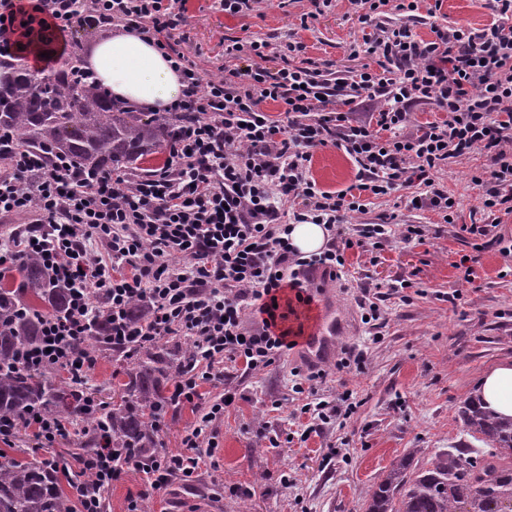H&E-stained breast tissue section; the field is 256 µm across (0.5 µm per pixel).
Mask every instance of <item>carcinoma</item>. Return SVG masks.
<instances>
[{"label": "carcinoma", "mask_w": 512, "mask_h": 512, "mask_svg": "<svg viewBox=\"0 0 512 512\" xmlns=\"http://www.w3.org/2000/svg\"><path fill=\"white\" fill-rule=\"evenodd\" d=\"M80 64L76 45L46 71L18 58L0 59V130L32 152L69 159L81 173L137 169L162 152L175 135L171 116L152 112L146 118L113 101L95 81L78 82ZM16 270L36 303L0 287V414L21 420L43 410L82 425L88 449L109 443L137 454L154 452L160 447L155 422L170 407L168 386L194 361L196 343L176 336L166 352L158 345L134 350L120 400L101 401L89 413L86 395L74 383L57 381L54 371L17 366L19 353L40 342L45 319L66 312L69 292L32 257L19 260ZM109 331L108 317L93 316L82 347L112 350ZM459 416L483 447L456 448L422 466L410 454L401 457L377 483L364 512H512V418L473 398L459 407ZM61 477L46 460L0 455V512H73Z\"/></svg>", "instance_id": "carcinoma-1"}]
</instances>
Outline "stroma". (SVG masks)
I'll return each instance as SVG.
<instances>
[{
	"label": "stroma",
	"mask_w": 512,
	"mask_h": 512,
	"mask_svg": "<svg viewBox=\"0 0 512 512\" xmlns=\"http://www.w3.org/2000/svg\"><path fill=\"white\" fill-rule=\"evenodd\" d=\"M489 0H443L435 16L409 19L387 11L386 25L408 27L431 39L432 26L465 24L474 28L493 19ZM310 0H260L251 15L224 14L215 0H188L180 48L206 73L225 64L224 39L265 40L279 46L298 41L323 74L349 77L356 67L375 65L363 50L364 30L349 0L332 6L309 23ZM488 154L476 151L449 158L435 179L456 200L455 221L445 223L433 210L407 207L398 195L370 198L353 214V229L384 224L388 234L378 249L346 254L349 275L310 282L316 300H329L345 323L337 351L356 348L358 360L337 369L335 359L320 363L326 374L317 395L296 393L310 365L300 350L264 371L244 375L233 363L224 373L237 398L215 426L216 464L202 470L194 486L173 482L146 492L150 512H362L376 483L402 456L427 462L451 448L470 444L458 408L472 398L483 373L512 358V255L501 253L496 237L512 238V222L497 223L482 209L473 173L491 169ZM311 174L318 185L336 191L356 181L350 157L333 147L313 152ZM492 225L490 236L476 238L464 225ZM421 239H402L406 225ZM478 256L474 281L462 284L463 258ZM373 302L377 322H365L361 300ZM319 397L336 405L329 423L301 413ZM356 409L344 415L345 403ZM83 437L73 432L53 447H43L33 431L21 430L5 451L12 457L70 459ZM237 486L238 494L221 495Z\"/></svg>",
	"instance_id": "1"
}]
</instances>
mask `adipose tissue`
I'll return each mask as SVG.
<instances>
[{
  "mask_svg": "<svg viewBox=\"0 0 512 512\" xmlns=\"http://www.w3.org/2000/svg\"><path fill=\"white\" fill-rule=\"evenodd\" d=\"M86 63L115 100L144 110L164 111L184 96L185 86L168 60L137 32L126 30L97 40ZM476 396L487 410L512 417V358L484 372Z\"/></svg>",
  "mask_w": 512,
  "mask_h": 512,
  "instance_id": "obj_1",
  "label": "adipose tissue"
}]
</instances>
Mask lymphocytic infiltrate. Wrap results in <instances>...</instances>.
Here are the masks:
<instances>
[{"label":"lymphocytic infiltrate","mask_w":512,"mask_h":512,"mask_svg":"<svg viewBox=\"0 0 512 512\" xmlns=\"http://www.w3.org/2000/svg\"><path fill=\"white\" fill-rule=\"evenodd\" d=\"M368 28V51L379 70L355 72L351 88L380 107L361 119L342 111L318 70L300 61L305 48L232 39L224 54H248L246 67H225L205 78L177 47L186 0H37L33 11L0 0V54L37 33L62 34L89 20L133 30L152 43L179 74L185 97L168 113L196 114L169 144L167 166L145 178L122 172L81 176L67 163L14 147L10 171L0 174V215L31 216V229L0 250V270L20 256L40 259L70 292L64 315L46 319L38 346L20 354L24 369H56L83 383L95 355L75 350L89 331L92 301L112 320V346L144 347L171 336H188L200 358L178 375L170 399L192 405L179 452L158 449L142 460L120 448L76 454L63 471L85 478L74 485L73 512H104L102 493L128 470L143 474L158 490L172 481L191 484L213 463L215 423L234 391L224 388V364L244 373L268 368L292 350L275 305L285 289H302L306 272L321 267L340 277L353 248H378L386 228L371 224L359 236L347 232L350 213L363 211V195L385 196L413 189L412 208H429L453 223L455 201L434 176L449 157L490 153V173L472 177L483 190L482 206L512 216V0H491L489 28L458 25L436 29L431 40L407 27L379 22L385 7L418 16L421 0H352ZM276 59V68L263 60ZM278 103L271 119L268 102ZM435 102L447 119L409 129L407 107ZM333 146L355 163L353 189L329 192L310 176L312 151ZM293 200L292 212L280 204ZM324 225L328 235L317 256L292 244L295 224ZM103 254H92L90 242ZM145 307L133 321L134 302ZM258 323L246 328V314ZM216 388L204 399L200 387ZM44 443L68 436L67 422L36 411L25 421L0 416V442L9 443L19 424Z\"/></svg>","instance_id":"obj_1"}]
</instances>
